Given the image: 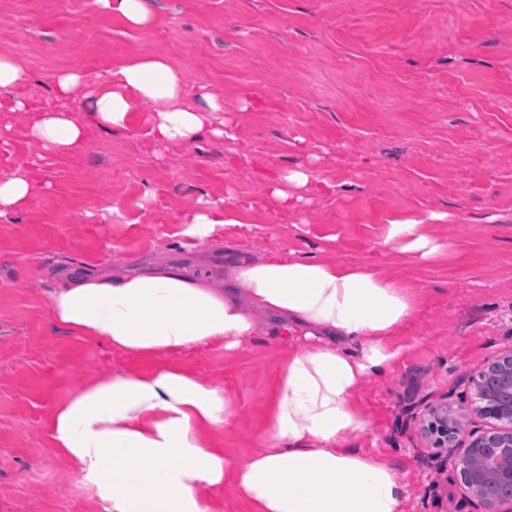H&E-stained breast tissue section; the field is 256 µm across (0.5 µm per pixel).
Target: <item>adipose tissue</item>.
Returning <instances> with one entry per match:
<instances>
[{"mask_svg":"<svg viewBox=\"0 0 512 512\" xmlns=\"http://www.w3.org/2000/svg\"><path fill=\"white\" fill-rule=\"evenodd\" d=\"M29 80L11 53L0 54V111L26 112L19 90ZM88 89L90 124L125 127L141 110L154 137L189 144L201 134L231 142L224 104L206 87L186 103L181 70L160 56L129 59L102 78L65 72L57 98ZM33 137L66 153L86 130L62 108L42 110ZM272 197L298 203L331 190L300 165L264 176ZM241 207L200 205L185 219L188 237L214 238L238 223ZM392 250L431 261L447 243L424 220L390 222ZM420 298L373 263L339 264L312 253L268 254L233 263L213 288L179 272L115 274L62 282L48 307L54 321L86 341L104 340L131 356L238 348L262 316L278 320L288 351L260 448L242 462L215 444L234 415L232 396L177 364L100 378L61 401L46 421L51 440L106 512H219L232 489L250 512H406L407 484L385 458L348 447L367 422L355 396L364 377L384 375L401 356L391 339L416 315Z\"/></svg>","mask_w":512,"mask_h":512,"instance_id":"obj_1","label":"adipose tissue"}]
</instances>
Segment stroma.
Returning <instances> with one entry per match:
<instances>
[{"mask_svg":"<svg viewBox=\"0 0 512 512\" xmlns=\"http://www.w3.org/2000/svg\"><path fill=\"white\" fill-rule=\"evenodd\" d=\"M143 28L93 0H0V52L30 74L29 112H0V179L43 185L0 217V512H103L53 448L45 422L91 381L160 360L72 336L46 297L65 273L164 265L214 285L227 260L277 252L370 262L416 288L422 303L394 344L405 353L365 379L367 420L351 447L385 457L409 487L407 512H480L455 480L438 411L477 433L501 423L474 410L472 379L512 353V0H144ZM208 85L235 124L234 147L155 141L139 112L125 128L90 126L89 100L67 102L87 125L73 152L44 151L29 130L67 69L96 76L136 56ZM314 167L335 193L277 207L264 169ZM243 199L240 224L214 242L183 237L199 201ZM446 255L422 262L384 244L391 220L427 219ZM262 320L230 351L171 355L224 388L235 416L218 442L234 459L257 450L286 351Z\"/></svg>","mask_w":512,"mask_h":512,"instance_id":"35a3bbf8","label":"stroma"}]
</instances>
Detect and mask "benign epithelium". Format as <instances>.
<instances>
[{
  "label": "benign epithelium",
  "mask_w": 512,
  "mask_h": 512,
  "mask_svg": "<svg viewBox=\"0 0 512 512\" xmlns=\"http://www.w3.org/2000/svg\"><path fill=\"white\" fill-rule=\"evenodd\" d=\"M475 392L483 400L482 411L508 422L510 428L479 435L458 431L448 447L456 477L482 506L483 512H512V354L492 362L476 381ZM492 476L505 487L495 499L484 497L478 487Z\"/></svg>",
  "instance_id": "1"
}]
</instances>
